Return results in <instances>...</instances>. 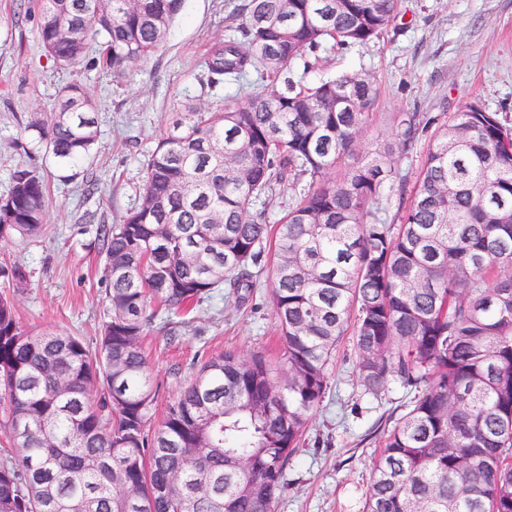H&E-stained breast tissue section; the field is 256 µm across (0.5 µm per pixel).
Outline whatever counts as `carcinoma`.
I'll return each instance as SVG.
<instances>
[{"label":"carcinoma","mask_w":512,"mask_h":512,"mask_svg":"<svg viewBox=\"0 0 512 512\" xmlns=\"http://www.w3.org/2000/svg\"><path fill=\"white\" fill-rule=\"evenodd\" d=\"M41 45L121 83L163 42L183 0H35ZM397 0H247L214 44L206 85L248 81L246 101L176 115L138 199L97 228L106 313L96 352L67 332L30 335L0 264V512H275L347 331L357 379L411 394L386 434L363 512H512V126L470 104L451 122L399 112L360 148L378 89L351 71L302 85L290 63L366 44ZM97 104L62 86L28 129L58 163L86 160ZM432 133L414 185L399 158ZM298 200L269 221L286 182ZM399 197L391 220L377 209ZM48 192L19 167L0 195V242L40 233ZM268 272L283 371L260 352L205 360L156 419L142 340L155 306L191 312L223 289L245 300Z\"/></svg>","instance_id":"1"}]
</instances>
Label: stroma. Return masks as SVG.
Segmentation results:
<instances>
[{
  "mask_svg": "<svg viewBox=\"0 0 512 512\" xmlns=\"http://www.w3.org/2000/svg\"><path fill=\"white\" fill-rule=\"evenodd\" d=\"M244 3L185 0L158 50L119 85L104 71L56 69L38 37L39 14L0 0V194L19 167L40 170L49 191L44 232L0 245V261L22 263L30 274L16 298L26 330L65 329L96 349L106 312L96 229L119 223L134 204L148 156L177 113L198 101L214 109L244 102L232 86L201 88L209 48L236 26ZM289 70L305 83L351 70L373 77L378 103L360 151L347 159L351 165L388 140L400 112L452 118L475 103L512 123V0H399L395 24L379 39L322 50L315 64L298 59ZM71 81L86 84L98 101L99 138L91 159L72 167V179L64 182L25 128L53 108L59 87ZM21 136L28 142L23 152L11 146ZM171 321L177 340H168L156 321L143 343L158 409L189 381L199 357L230 349L280 358L268 288L242 303L218 298ZM404 402L396 384L376 398L364 394L355 377L353 338L344 336L329 367L326 397L288 465L275 512H362L384 436Z\"/></svg>",
  "mask_w": 512,
  "mask_h": 512,
  "instance_id": "stroma-1",
  "label": "stroma"
}]
</instances>
